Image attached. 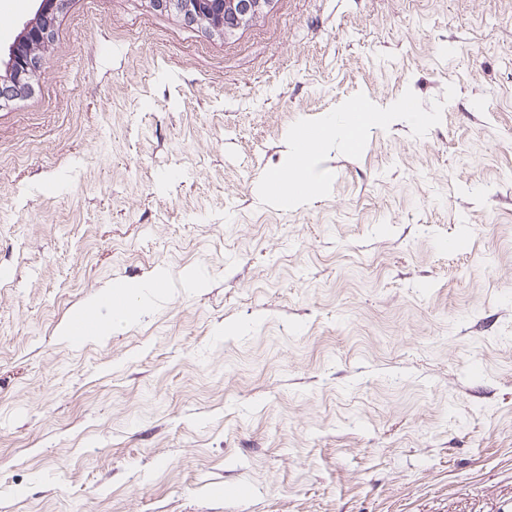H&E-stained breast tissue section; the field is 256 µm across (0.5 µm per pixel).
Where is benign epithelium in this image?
Returning <instances> with one entry per match:
<instances>
[{"label":"benign epithelium","instance_id":"benign-epithelium-1","mask_svg":"<svg viewBox=\"0 0 512 512\" xmlns=\"http://www.w3.org/2000/svg\"><path fill=\"white\" fill-rule=\"evenodd\" d=\"M269 0H209L213 8L201 11L202 0H151L155 10L176 12L189 28L211 35L224 34L227 24H239L242 18L257 13ZM69 0H40L35 17L27 22L17 39L8 47L11 64L0 79V98L5 103L31 93L43 69L45 49L51 43L52 22L64 11Z\"/></svg>","mask_w":512,"mask_h":512}]
</instances>
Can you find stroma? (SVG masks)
<instances>
[{
    "mask_svg": "<svg viewBox=\"0 0 512 512\" xmlns=\"http://www.w3.org/2000/svg\"><path fill=\"white\" fill-rule=\"evenodd\" d=\"M306 126L333 133L297 169ZM275 172L309 192L267 196ZM2 269L0 512H490L512 496V0H277L228 41L72 0L0 107ZM162 270L128 324L63 337ZM368 105H363L357 107L362 112H359L357 114V120L356 122L351 121L349 125L345 124L343 128V137L347 144H349V149H355L358 146L359 138L363 132V130L369 125L370 123V112H366L369 110L367 107Z\"/></svg>",
    "mask_w": 512,
    "mask_h": 512,
    "instance_id": "stroma-1",
    "label": "stroma"
}]
</instances>
